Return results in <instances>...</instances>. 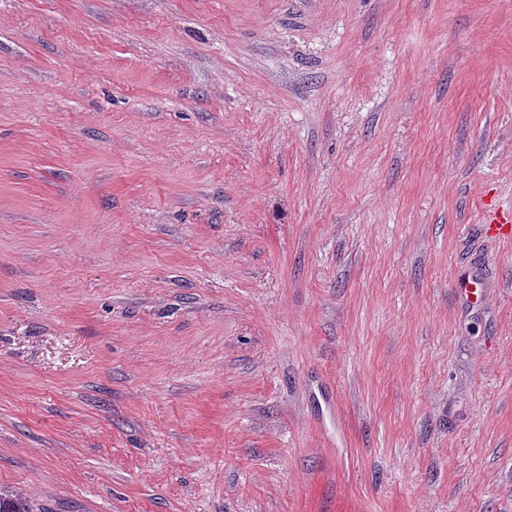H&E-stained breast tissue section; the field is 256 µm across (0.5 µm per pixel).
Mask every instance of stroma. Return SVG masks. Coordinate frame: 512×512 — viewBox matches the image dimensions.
<instances>
[{
  "label": "stroma",
  "mask_w": 512,
  "mask_h": 512,
  "mask_svg": "<svg viewBox=\"0 0 512 512\" xmlns=\"http://www.w3.org/2000/svg\"><path fill=\"white\" fill-rule=\"evenodd\" d=\"M491 210L512 0H0V489L512 512ZM453 288L458 296L477 303L482 300L488 287L480 274L461 269L454 276Z\"/></svg>",
  "instance_id": "obj_1"
}]
</instances>
